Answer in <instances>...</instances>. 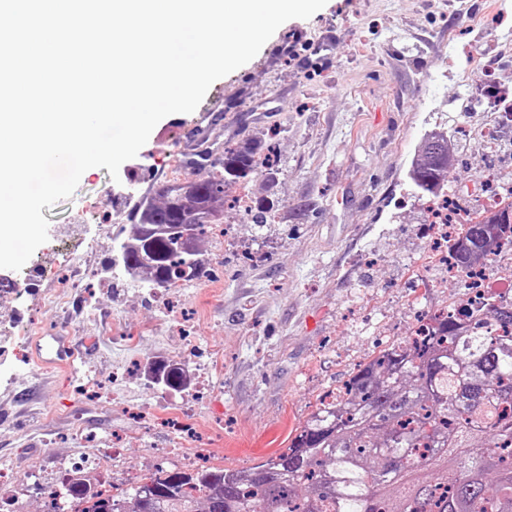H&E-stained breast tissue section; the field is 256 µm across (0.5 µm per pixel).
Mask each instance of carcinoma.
I'll return each instance as SVG.
<instances>
[{
  "label": "carcinoma",
  "mask_w": 512,
  "mask_h": 512,
  "mask_svg": "<svg viewBox=\"0 0 512 512\" xmlns=\"http://www.w3.org/2000/svg\"><path fill=\"white\" fill-rule=\"evenodd\" d=\"M455 161L448 135L426 137L409 171L414 189L438 196ZM261 165L254 150L226 147L201 177L162 186L137 211L112 269L143 270L153 287L173 268L201 274L204 251L192 241L224 217L228 183L250 181ZM271 217L262 203L246 214L260 227ZM507 232L512 221L461 224L448 253L484 270ZM340 392L346 411L321 404L258 466L167 470L117 501L78 479L68 495L95 500L81 512H512V300L474 317L466 307L446 313L438 333L358 365Z\"/></svg>",
  "instance_id": "cac0c4a2"
}]
</instances>
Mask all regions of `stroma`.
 Masks as SVG:
<instances>
[{
  "label": "stroma",
  "instance_id": "obj_1",
  "mask_svg": "<svg viewBox=\"0 0 512 512\" xmlns=\"http://www.w3.org/2000/svg\"><path fill=\"white\" fill-rule=\"evenodd\" d=\"M489 68L512 81V0H327L215 81L201 111L163 118L118 177L89 169L70 198L43 208L49 239L25 264L38 285L0 294V334L53 331L79 355L50 373L0 351V467L18 478L21 507L43 512L51 481L91 436L123 448L119 485L162 468L258 465L357 365L408 340L419 317L466 302L463 279L434 257L430 202L413 195L408 171L428 134L448 133L463 150L448 176L457 209L479 207L485 151L463 129L491 118L463 109L461 83ZM205 109L204 153L245 142L275 152V183L252 185L274 202L272 224L238 218L209 239L205 273L175 295L179 326L149 289L118 282L45 306L63 274V228L81 225L95 247L73 242L79 261L106 268L134 197L186 176L173 150ZM124 328L141 331L136 345ZM152 361L196 366L207 391L161 392L145 374Z\"/></svg>",
  "mask_w": 512,
  "mask_h": 512
}]
</instances>
